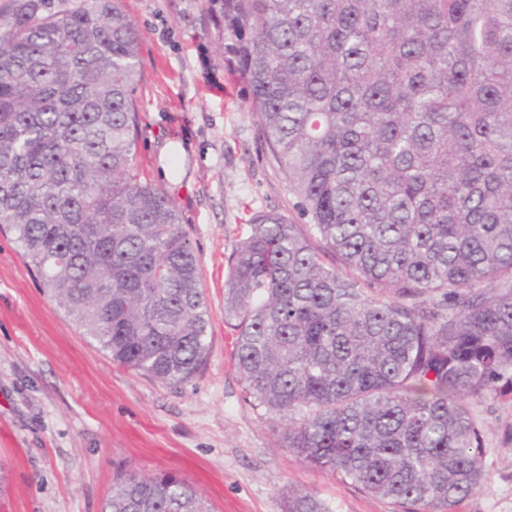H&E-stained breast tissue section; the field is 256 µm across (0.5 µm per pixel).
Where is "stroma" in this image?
Instances as JSON below:
<instances>
[{
    "mask_svg": "<svg viewBox=\"0 0 512 512\" xmlns=\"http://www.w3.org/2000/svg\"><path fill=\"white\" fill-rule=\"evenodd\" d=\"M141 36L140 173L172 197L199 260L213 347L203 372L169 385L112 363L43 292L0 236V512H102L119 472L183 474L218 512H283L308 490L330 512H396L313 469L251 405L224 323L227 259L254 213L295 223L288 176L243 102L224 24L208 0H122ZM485 479L456 512H512V404L474 406Z\"/></svg>",
    "mask_w": 512,
    "mask_h": 512,
    "instance_id": "1",
    "label": "stroma"
}]
</instances>
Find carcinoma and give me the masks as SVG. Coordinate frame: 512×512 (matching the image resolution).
I'll use <instances>...</instances> for the list:
<instances>
[{
    "instance_id": "carcinoma-1",
    "label": "carcinoma",
    "mask_w": 512,
    "mask_h": 512,
    "mask_svg": "<svg viewBox=\"0 0 512 512\" xmlns=\"http://www.w3.org/2000/svg\"><path fill=\"white\" fill-rule=\"evenodd\" d=\"M309 223L254 214L224 322L283 446L401 512L484 480L472 405L512 403V0H210ZM140 34L120 0L0 10V226L81 334L165 384L205 368L199 263L138 173ZM103 512H211L174 473ZM285 512H330L307 490Z\"/></svg>"
}]
</instances>
